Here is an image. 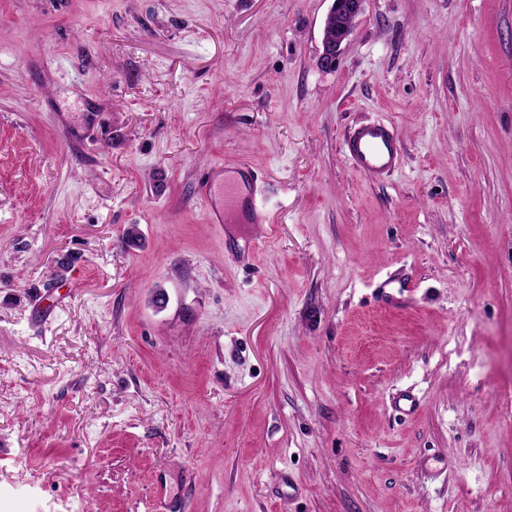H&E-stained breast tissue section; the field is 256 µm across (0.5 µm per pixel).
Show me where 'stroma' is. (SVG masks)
<instances>
[{
    "instance_id": "1",
    "label": "stroma",
    "mask_w": 512,
    "mask_h": 512,
    "mask_svg": "<svg viewBox=\"0 0 512 512\" xmlns=\"http://www.w3.org/2000/svg\"><path fill=\"white\" fill-rule=\"evenodd\" d=\"M330 6L0 0V512H512V0ZM332 6L326 18L325 28L329 19L334 23L335 36L323 35V52L319 56V64L325 68L336 65L342 44L348 39L353 29L355 18L362 12L365 0H332ZM400 149L392 126L380 121L358 125L343 142V151L356 170L379 177L399 165ZM222 167L205 173L198 184L199 198L205 203L210 222H222L220 214H232L237 224H265L267 216L256 204V192L251 188L258 175L247 163L238 162L224 165L223 176L217 178ZM248 186V193L242 197L239 187Z\"/></svg>"
}]
</instances>
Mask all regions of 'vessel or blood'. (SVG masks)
Listing matches in <instances>:
<instances>
[{"label":"vessel or blood","mask_w":512,"mask_h":512,"mask_svg":"<svg viewBox=\"0 0 512 512\" xmlns=\"http://www.w3.org/2000/svg\"><path fill=\"white\" fill-rule=\"evenodd\" d=\"M400 143L391 125L366 122L345 138L343 151L354 168L371 176H385L400 162ZM258 175L247 163L225 166L223 173L209 171L198 184V195L205 203L211 222L221 214L233 216L238 224H263L267 216L256 204L253 189Z\"/></svg>","instance_id":"1"}]
</instances>
